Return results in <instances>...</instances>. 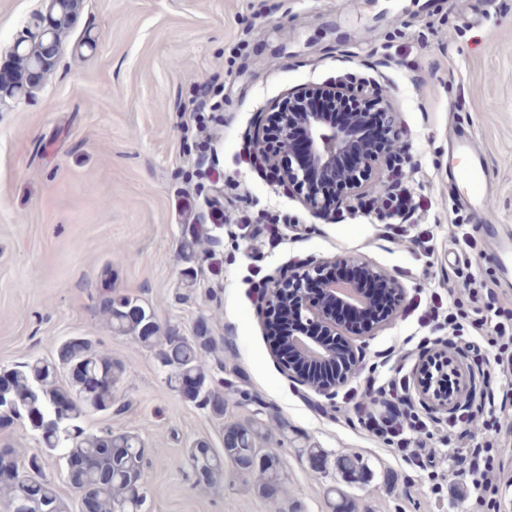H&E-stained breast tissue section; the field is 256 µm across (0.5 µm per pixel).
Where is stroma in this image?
Instances as JSON below:
<instances>
[{"mask_svg": "<svg viewBox=\"0 0 512 512\" xmlns=\"http://www.w3.org/2000/svg\"><path fill=\"white\" fill-rule=\"evenodd\" d=\"M41 9V0H0V65ZM345 76L374 78L408 133L403 183L424 206L407 236L384 239L382 220L356 204L314 218L245 151L266 105ZM205 84L222 89L224 109L201 133ZM459 126L488 171L491 214L477 236L512 229V0H83L33 96L0 102V367L53 358L73 336L111 349L126 366L116 394L127 407L87 424L143 438L147 512H334L332 486L359 512H433L426 482L405 486L384 447L328 416L335 399L320 412L302 402L303 387L268 348L252 285L285 265L359 254L426 296L467 260L512 307L492 250L468 257L451 243L470 217L438 163ZM200 138L218 166L196 150ZM207 171L224 186L221 207ZM271 213L284 221L276 246L260 227ZM421 224L434 235L427 262L411 241ZM197 237L204 252L186 262L180 244ZM107 266L114 293L149 304L162 328L190 336L208 323L224 348L223 418L171 391L154 352L113 333L98 311ZM418 330L416 315L400 311L363 343L364 364ZM232 422L268 427L261 445L281 460L269 495L229 464L216 487L196 485L186 448H223ZM300 448L360 457L369 478L350 485L336 467L314 472Z\"/></svg>", "mask_w": 512, "mask_h": 512, "instance_id": "obj_1", "label": "stroma"}]
</instances>
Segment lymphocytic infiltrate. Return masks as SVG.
Listing matches in <instances>:
<instances>
[{
    "label": "lymphocytic infiltrate",
    "instance_id": "1",
    "mask_svg": "<svg viewBox=\"0 0 512 512\" xmlns=\"http://www.w3.org/2000/svg\"><path fill=\"white\" fill-rule=\"evenodd\" d=\"M448 280V293L415 296L409 306L420 310V326L451 330L444 344L465 360L469 379L480 380L479 391L467 394L440 420L416 407L411 376L370 377L345 392L343 409L409 472L427 475L435 501L445 500L449 483L459 479L469 512H512V501L499 493L512 483L504 465L512 445V408L500 396L512 389V309L500 303L494 289L477 284L470 266L452 268ZM436 435L451 446L448 459L427 446Z\"/></svg>",
    "mask_w": 512,
    "mask_h": 512
}]
</instances>
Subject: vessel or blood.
Returning <instances> with one entry per match:
<instances>
[{
	"label": "vessel or blood",
	"mask_w": 512,
	"mask_h": 512,
	"mask_svg": "<svg viewBox=\"0 0 512 512\" xmlns=\"http://www.w3.org/2000/svg\"><path fill=\"white\" fill-rule=\"evenodd\" d=\"M447 171L451 184L463 182L470 186L467 193L458 197L460 207L474 223H485L487 179L483 155L466 128L456 131L455 143L448 153ZM494 255L500 271L506 275L512 273L511 235L496 236Z\"/></svg>",
	"instance_id": "vessel-or-blood-1"
}]
</instances>
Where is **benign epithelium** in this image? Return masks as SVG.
I'll return each instance as SVG.
<instances>
[{
	"label": "benign epithelium",
	"mask_w": 512,
	"mask_h": 512,
	"mask_svg": "<svg viewBox=\"0 0 512 512\" xmlns=\"http://www.w3.org/2000/svg\"><path fill=\"white\" fill-rule=\"evenodd\" d=\"M45 12L29 39L16 43L13 57L36 77L52 47L69 27L82 0H42ZM0 84L9 97L27 98L36 85ZM407 133L394 113L359 82L308 83L259 112L246 148L277 185L298 197L309 212L327 219L365 196L388 164L402 171ZM261 321L269 327L284 317V339L268 347L285 375L314 394L330 398L347 382L358 360V341L393 324L406 289L390 272L361 256L311 260L266 284ZM415 388L424 405L446 408L466 394L450 355L425 358L415 369Z\"/></svg>",
	"instance_id": "obj_1"
}]
</instances>
